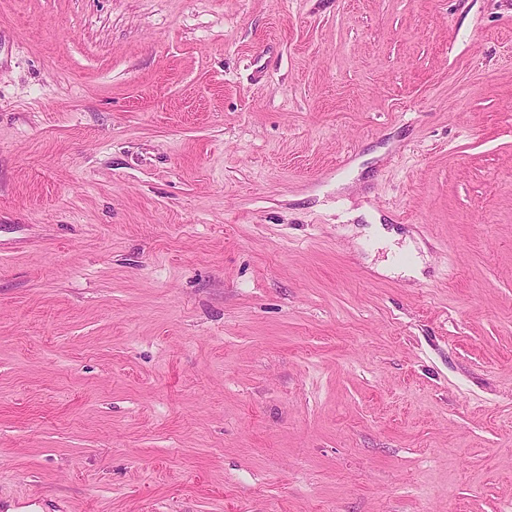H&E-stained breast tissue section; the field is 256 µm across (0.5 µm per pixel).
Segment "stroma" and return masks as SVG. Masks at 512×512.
Returning <instances> with one entry per match:
<instances>
[{
    "mask_svg": "<svg viewBox=\"0 0 512 512\" xmlns=\"http://www.w3.org/2000/svg\"><path fill=\"white\" fill-rule=\"evenodd\" d=\"M0 512H512V0H0Z\"/></svg>",
    "mask_w": 512,
    "mask_h": 512,
    "instance_id": "stroma-1",
    "label": "stroma"
}]
</instances>
